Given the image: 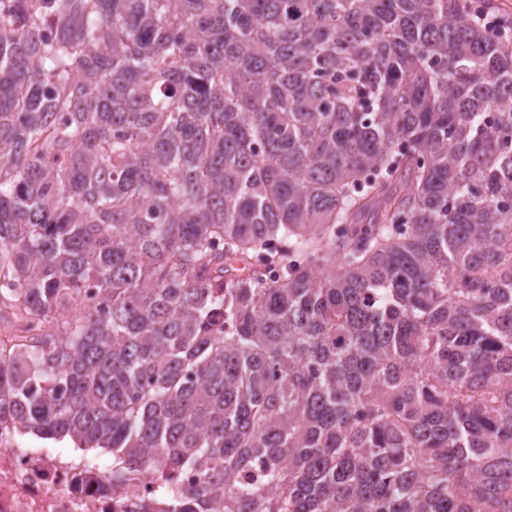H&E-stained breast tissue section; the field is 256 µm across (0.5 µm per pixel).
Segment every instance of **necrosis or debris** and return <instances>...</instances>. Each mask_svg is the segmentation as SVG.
<instances>
[{"mask_svg": "<svg viewBox=\"0 0 512 512\" xmlns=\"http://www.w3.org/2000/svg\"><path fill=\"white\" fill-rule=\"evenodd\" d=\"M108 472L51 448L22 447L18 433L0 430V512H166L153 472L119 493Z\"/></svg>", "mask_w": 512, "mask_h": 512, "instance_id": "obj_1", "label": "necrosis or debris"}]
</instances>
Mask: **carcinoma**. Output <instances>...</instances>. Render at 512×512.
I'll list each match as a JSON object with an SVG mask.
<instances>
[{"label":"carcinoma","instance_id":"cac0c4a2","mask_svg":"<svg viewBox=\"0 0 512 512\" xmlns=\"http://www.w3.org/2000/svg\"><path fill=\"white\" fill-rule=\"evenodd\" d=\"M496 12L0 9V422L170 512H512Z\"/></svg>","mask_w":512,"mask_h":512}]
</instances>
